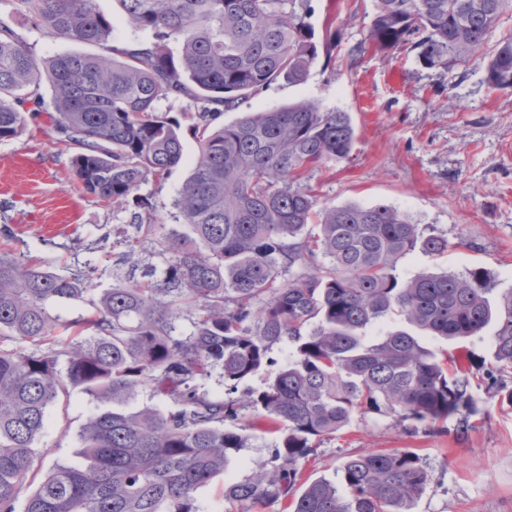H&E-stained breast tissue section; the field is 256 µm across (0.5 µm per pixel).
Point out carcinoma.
<instances>
[{"mask_svg":"<svg viewBox=\"0 0 512 512\" xmlns=\"http://www.w3.org/2000/svg\"><path fill=\"white\" fill-rule=\"evenodd\" d=\"M16 0L33 27L99 53L38 62L23 37L0 21V141L19 137L27 117L16 104L32 87L30 112L45 111L85 192L120 209L135 207L124 264L149 244L164 259L135 280L87 297L96 268L72 276L26 264L0 250V512L39 469L34 448L48 411L81 389L118 404L142 389L171 400L162 411L106 410L80 431V466H55L25 512H197L193 494L224 474L251 439L276 437L271 456L224 499L241 512L288 502L291 512H410L432 474L414 451L349 456L347 495L319 479L294 498L300 464L356 415L389 414L433 424L477 413L469 350L446 361L423 337L363 331L392 315L423 332L462 342L493 325L496 371L512 369V288L490 271L419 273L402 280L399 261L419 246L448 250L394 206L317 208L303 175L346 159L348 113L300 101L251 111L219 127L271 84H300L325 56L336 31L318 42L310 0ZM512 13V0H374L369 41L388 54L410 46L427 68L479 57ZM121 20L138 37L112 45ZM179 45L173 52L170 44ZM494 89L512 88V36L486 63ZM185 100L198 143L192 172L175 201L182 224H156L138 194L182 161L181 122L160 107ZM85 301L86 315L59 323L51 307ZM190 322L185 336L175 322ZM316 328L309 329L312 323ZM294 352L261 388L239 385L272 366V347ZM18 340L26 351L5 346ZM219 366L225 396L201 390Z\"/></svg>","mask_w":512,"mask_h":512,"instance_id":"carcinoma-1","label":"carcinoma"}]
</instances>
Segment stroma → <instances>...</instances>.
Segmentation results:
<instances>
[{"label": "stroma", "instance_id": "35a3bbf8", "mask_svg": "<svg viewBox=\"0 0 512 512\" xmlns=\"http://www.w3.org/2000/svg\"><path fill=\"white\" fill-rule=\"evenodd\" d=\"M311 6L308 22L316 36L329 26L339 34L331 65H313L300 84H272L252 99L251 108L312 101L326 111L349 113L355 131L349 157L304 180L319 205L389 204L447 237L444 255L410 251L397 266L401 278L481 266L502 287L512 286V89L489 87L481 61L429 69L405 46L377 52L368 37L373 0H311ZM0 20L24 37L40 61L90 50L45 37L16 12L13 0H0ZM183 145L182 163L140 189L160 224L174 223V202L197 157L191 134H184ZM70 158L43 114L28 118L19 137L0 141V249L62 275L92 262L99 294L115 282V260L134 232L131 214L81 191ZM492 334L484 329L466 343L482 380L474 391L477 416L430 426L385 414L355 416L302 462L303 481L341 480L350 455L408 449L433 473L411 512H512V402L503 393L512 389V373L504 375L503 387L487 382L494 365ZM104 409L77 390L67 406L51 407L35 445L42 469L78 464L80 430ZM273 443L270 435L253 439L222 478L199 488L198 512H240L237 503L225 500L224 484L244 479L269 457Z\"/></svg>", "mask_w": 512, "mask_h": 512}]
</instances>
